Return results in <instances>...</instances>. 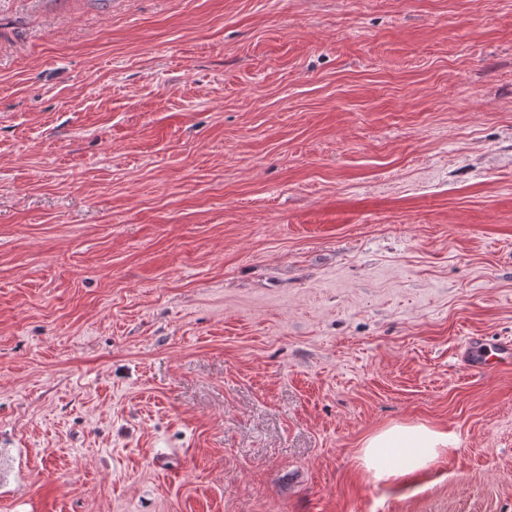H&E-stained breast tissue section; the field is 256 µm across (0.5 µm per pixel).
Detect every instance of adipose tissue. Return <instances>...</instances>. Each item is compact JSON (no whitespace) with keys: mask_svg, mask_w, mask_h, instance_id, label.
Listing matches in <instances>:
<instances>
[{"mask_svg":"<svg viewBox=\"0 0 512 512\" xmlns=\"http://www.w3.org/2000/svg\"><path fill=\"white\" fill-rule=\"evenodd\" d=\"M453 445L447 431L423 423L393 424L363 440L360 459L376 479H397L426 467Z\"/></svg>","mask_w":512,"mask_h":512,"instance_id":"adipose-tissue-1","label":"adipose tissue"}]
</instances>
